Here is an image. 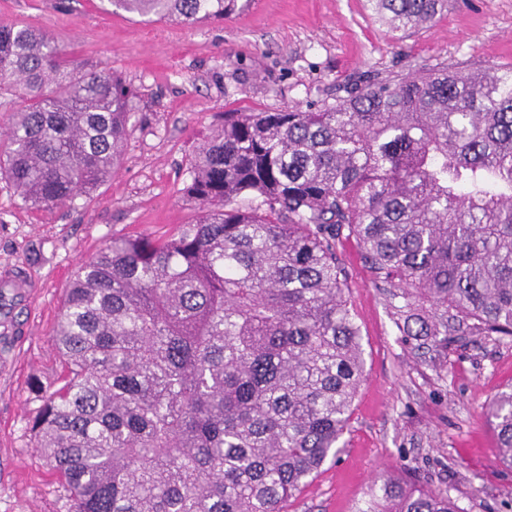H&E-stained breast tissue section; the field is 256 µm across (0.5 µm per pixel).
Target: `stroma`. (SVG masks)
Listing matches in <instances>:
<instances>
[{"mask_svg":"<svg viewBox=\"0 0 512 512\" xmlns=\"http://www.w3.org/2000/svg\"><path fill=\"white\" fill-rule=\"evenodd\" d=\"M107 6L0 0V21L53 36L74 72H115L136 93L119 167L92 197L36 210L0 180V272L35 286L31 298L13 297L11 322L0 320V512H69L32 431L44 392L65 374L52 329L66 290L109 238L163 239L199 217L184 194L190 161L224 113L315 110L416 70L512 67V0H448L431 25L404 34L380 25L367 0H253L192 27ZM340 252L365 379L338 460L287 512H352L387 471L448 491L464 512H512V467L486 413L512 390V336H468L423 361L398 335L357 243Z\"/></svg>","mask_w":512,"mask_h":512,"instance_id":"stroma-1","label":"stroma"}]
</instances>
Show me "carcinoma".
<instances>
[{"label":"carcinoma","mask_w":512,"mask_h":512,"mask_svg":"<svg viewBox=\"0 0 512 512\" xmlns=\"http://www.w3.org/2000/svg\"><path fill=\"white\" fill-rule=\"evenodd\" d=\"M184 25L251 0H108ZM381 25L448 0H367ZM14 106L0 180L70 207L117 169L132 93L77 74L45 33L0 22ZM202 215L161 240L112 238L53 329L67 375L38 447L74 512H285L340 451L364 380L337 245L353 239L412 350L512 336V68L418 70L317 112H226L190 162ZM512 466V391L489 408ZM354 512H463L448 491L377 477Z\"/></svg>","instance_id":"obj_1"}]
</instances>
